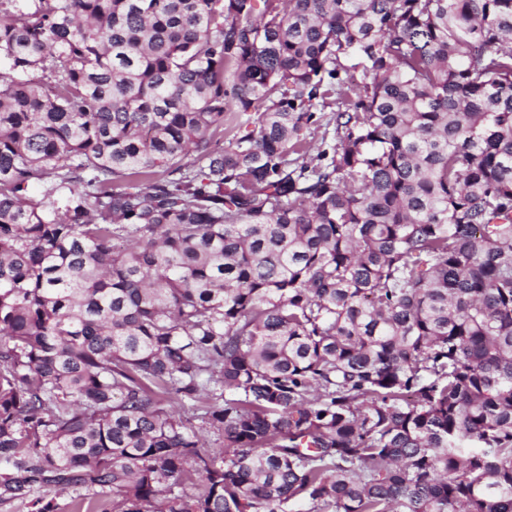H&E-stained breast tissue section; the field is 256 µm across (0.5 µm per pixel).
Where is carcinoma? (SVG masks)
Returning <instances> with one entry per match:
<instances>
[{"mask_svg":"<svg viewBox=\"0 0 512 512\" xmlns=\"http://www.w3.org/2000/svg\"><path fill=\"white\" fill-rule=\"evenodd\" d=\"M43 488L512 512V0H0V500Z\"/></svg>","mask_w":512,"mask_h":512,"instance_id":"carcinoma-1","label":"carcinoma"}]
</instances>
